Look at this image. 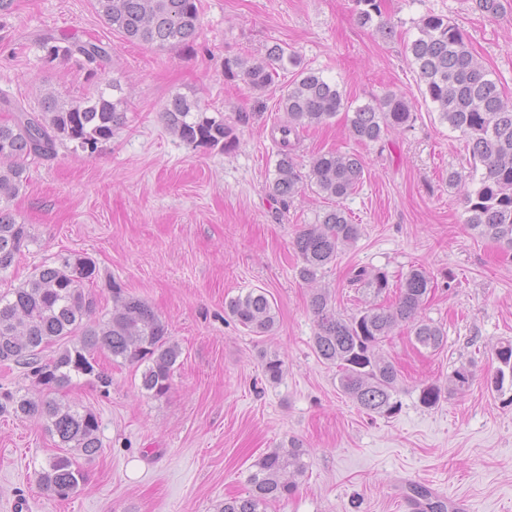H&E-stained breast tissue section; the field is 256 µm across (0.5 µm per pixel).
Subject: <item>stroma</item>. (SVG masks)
<instances>
[{
    "label": "stroma",
    "mask_w": 512,
    "mask_h": 512,
    "mask_svg": "<svg viewBox=\"0 0 512 512\" xmlns=\"http://www.w3.org/2000/svg\"><path fill=\"white\" fill-rule=\"evenodd\" d=\"M92 2L16 0L0 17V121L11 117L7 104L35 109L45 91L76 98L97 80H117L128 97L124 126L99 154L61 146L31 164L8 207L35 241L8 279L21 283L59 255H89L101 276L149 303L182 356L159 399L108 356L100 364L112 375L109 394L84 381L60 391L97 413L103 444L66 500L35 480L58 451L43 421L0 415V512L21 503L27 512H216L224 498L247 494L255 459L293 441L306 452V471L294 496L268 512H421L409 497L414 483L469 512H512V385H489L494 348L512 339V252L462 224L463 192L449 187L448 169L468 160L465 140L425 100L403 50L423 14L448 16L512 99V7L487 17L471 0H385L386 36L356 23L352 0H200L193 46L158 51L112 32ZM47 30L109 44L98 79L70 64L43 65L36 41ZM275 41L332 79L353 106L392 91L413 113L409 127L376 144L350 139L341 114L302 133L301 164L340 150L358 154L365 170L341 202L362 235L310 283L296 273L292 241L330 202L307 182L285 203L265 189L284 118L279 86L291 76L256 91L224 75L225 58L262 57ZM177 93L230 121L250 113L237 124L235 148L195 149L170 134L161 112ZM414 266L434 281L422 314L444 327L447 342L432 351L408 325L393 328L378 354L399 371V409L372 419L341 393L336 366L315 354L308 300L325 289L350 316L369 301L349 286L351 272L383 271L395 282ZM253 288L275 303L271 335H255L225 311ZM267 355L282 361L281 380L266 377ZM459 368L472 373L460 389L448 383ZM432 382L446 390L428 407L420 391Z\"/></svg>",
    "instance_id": "35a3bbf8"
}]
</instances>
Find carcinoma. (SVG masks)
Masks as SVG:
<instances>
[{
	"instance_id": "obj_1",
	"label": "carcinoma",
	"mask_w": 512,
	"mask_h": 512,
	"mask_svg": "<svg viewBox=\"0 0 512 512\" xmlns=\"http://www.w3.org/2000/svg\"><path fill=\"white\" fill-rule=\"evenodd\" d=\"M99 17L127 41L158 50L187 48L199 29L197 0H93ZM357 22L376 26L383 33L392 29L382 23L383 0H353ZM474 10L494 17L505 9L504 0H472ZM418 35L404 46L415 66L421 93L428 97L440 121L467 139L469 170L448 168V186L463 189V223L477 236L512 251V102L503 98L498 81L472 52L466 32L448 17L428 12L416 24ZM46 65L66 61L95 79L109 47L98 40L52 33L38 40ZM293 70L294 78L281 87L279 108L287 120L280 134L273 177L266 183L268 195L285 201L307 180L328 200L354 193L364 178V166L355 153L327 151L315 155L307 173L294 153L300 132L328 123L341 111L347 118L350 137L361 144L379 143L394 130L407 127L413 115L406 97L387 93L374 104L348 107L336 84L319 71L304 67L288 47L274 42L264 57H226L224 76L239 78L257 91L275 83L279 72ZM118 92L114 96L109 90ZM127 99L117 84L98 85L73 100L62 93H49L39 109L14 107L12 120L0 121V280L6 279L28 245L33 242L29 225L13 216L5 204L29 181V161L54 155L60 146L92 156L112 140L125 122ZM166 129L185 144L229 151L236 145L235 127L224 115H207L196 99L171 97L163 109ZM361 228L338 207L326 209L314 224L299 230L293 247L300 259L298 276L304 281L334 263L360 237ZM350 285L378 298L396 288L390 306L372 303L357 314L336 312L330 296L314 292L309 306L316 318L313 348L319 358L338 368L340 391L367 414L389 415L399 404L394 399L397 371L379 358L376 348L393 327L405 323L417 344L437 350L447 341L441 326L421 316L433 288L425 270L412 267L393 284L385 272L360 268ZM112 294V312L103 313L100 294ZM229 313L257 334L273 330L277 314L267 293L251 289L231 299ZM56 345L55 355L45 349ZM98 352L140 371V389L149 397L165 396L172 385L174 368L181 357L179 344L167 325L144 300L125 293L115 279L100 281L96 262L89 256L70 254L33 269L17 287L0 290V363L25 370L41 395L0 393V413L17 418L37 416L46 430L58 438V447L68 452L49 458L36 473V482L49 495L66 500L86 480L83 464L93 462L102 449L97 413L75 407L56 397L73 379L88 377L107 394L112 376L99 368ZM499 363L492 385L503 387L512 379V340L494 349ZM442 386H424L420 401L437 404ZM305 450L293 443L283 452L274 449L251 465L248 495L224 500L217 512H268L271 504L288 498L295 483L285 479L288 469L303 472ZM412 497L424 512H446L443 501L426 488L415 485Z\"/></svg>"
}]
</instances>
